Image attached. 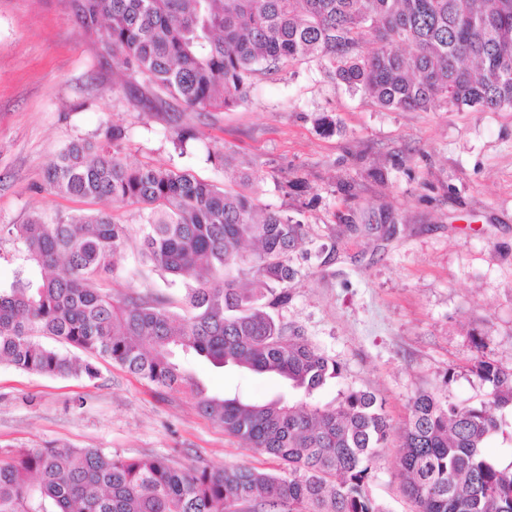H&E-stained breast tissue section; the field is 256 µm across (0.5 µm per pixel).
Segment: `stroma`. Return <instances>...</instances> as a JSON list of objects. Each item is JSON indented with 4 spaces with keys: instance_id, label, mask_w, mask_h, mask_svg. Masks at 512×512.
I'll list each match as a JSON object with an SVG mask.
<instances>
[{
    "instance_id": "stroma-1",
    "label": "stroma",
    "mask_w": 512,
    "mask_h": 512,
    "mask_svg": "<svg viewBox=\"0 0 512 512\" xmlns=\"http://www.w3.org/2000/svg\"><path fill=\"white\" fill-rule=\"evenodd\" d=\"M328 70L308 59L260 71L238 106L184 112L153 102L147 77L103 52L79 28L70 0H0V289L35 275L11 225L109 210L128 238L100 288L117 297L162 293L180 308L185 281L139 260V206L58 194L45 169L72 142L109 147L107 133L119 126L128 165L231 187L232 170L207 159L225 150L255 175L258 213L280 211L306 225L294 255L301 274L279 318L342 367L339 383L314 402H338L348 389L382 401L391 432L369 491L383 512H413L396 465L411 399L420 391L458 404L482 399L486 388L469 370L474 338L512 364V111H393ZM178 130L190 135L182 149L173 143ZM343 219L382 230L353 233ZM330 243L331 258L318 257ZM179 361L210 396L288 392L273 377L190 355ZM98 367L91 381L0 363V459L52 445L279 472L278 460L226 434L189 394L103 360Z\"/></svg>"
}]
</instances>
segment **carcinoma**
I'll use <instances>...</instances> for the list:
<instances>
[{
    "label": "carcinoma",
    "mask_w": 512,
    "mask_h": 512,
    "mask_svg": "<svg viewBox=\"0 0 512 512\" xmlns=\"http://www.w3.org/2000/svg\"><path fill=\"white\" fill-rule=\"evenodd\" d=\"M79 27L149 77L183 110L230 108L256 67L326 61L335 78L381 106L512 110V0H74ZM379 47L367 56L359 44ZM112 150L67 146L47 168L58 192L147 213L141 258L193 278L183 311L163 296L115 298L97 288L112 274L127 225L107 212L33 219L8 229L40 278L0 291V363L43 376H98L42 344L57 341L107 359L149 384L192 395L224 432L283 465L174 467L163 457L124 458L99 448L47 447L0 460V512H383L369 492L390 430L377 398L349 390L336 404L300 407L279 397L207 395L176 362L193 353L216 367L282 378L306 397L342 375L278 308L292 299L293 253L307 231L280 212L255 216L242 189L187 173L129 166ZM248 269L250 285L231 275ZM487 387L477 404L412 399L398 445L403 492L415 512H512V461L489 452L512 427V366L487 355L470 367Z\"/></svg>",
    "instance_id": "carcinoma-1"
}]
</instances>
